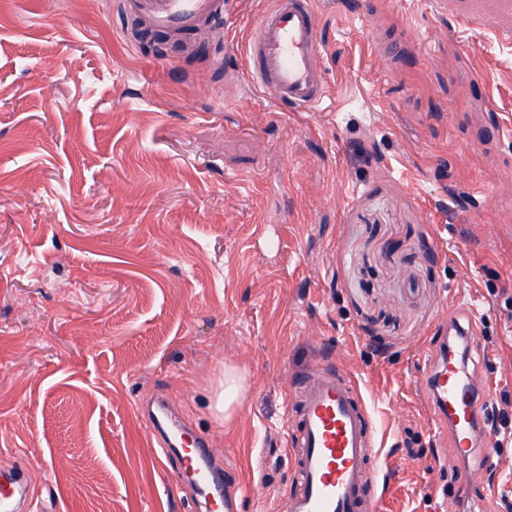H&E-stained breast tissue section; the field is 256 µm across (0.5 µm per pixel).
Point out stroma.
Wrapping results in <instances>:
<instances>
[{
  "label": "stroma",
  "mask_w": 512,
  "mask_h": 512,
  "mask_svg": "<svg viewBox=\"0 0 512 512\" xmlns=\"http://www.w3.org/2000/svg\"><path fill=\"white\" fill-rule=\"evenodd\" d=\"M262 7L179 46L137 37L125 0H0V470L27 486L19 512H202L139 411L155 398L233 470L239 512H283L289 377L328 364L372 415L384 512L512 500V140L493 135L512 0H318L329 94L291 115L238 75ZM460 301L497 389L483 444L435 468L421 378Z\"/></svg>",
  "instance_id": "stroma-1"
}]
</instances>
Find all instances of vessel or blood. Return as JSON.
Segmentation results:
<instances>
[{
	"label": "vessel or blood",
	"mask_w": 512,
	"mask_h": 512,
	"mask_svg": "<svg viewBox=\"0 0 512 512\" xmlns=\"http://www.w3.org/2000/svg\"><path fill=\"white\" fill-rule=\"evenodd\" d=\"M141 6L150 27L185 33L203 21L230 22L239 13V0H141ZM321 43L314 0H265L241 75L283 111L312 110L327 89L318 62ZM423 385L439 421L448 425L447 456H468L486 422L494 382L477 384L468 368L448 355ZM291 389L297 405L289 450L294 487L285 512H381L379 471L372 464L375 427L352 380L332 367H312L294 374ZM145 412L164 441L162 455L177 452L181 475L201 489L209 512H231L232 502L214 492L220 477L203 438L173 418L165 402H153Z\"/></svg>",
	"instance_id": "1"
}]
</instances>
